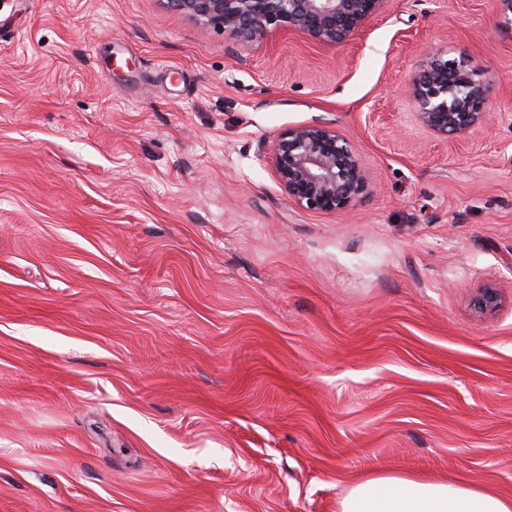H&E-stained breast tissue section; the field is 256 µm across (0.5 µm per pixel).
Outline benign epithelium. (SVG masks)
I'll return each instance as SVG.
<instances>
[{"instance_id":"7a95c632","label":"benign epithelium","mask_w":512,"mask_h":512,"mask_svg":"<svg viewBox=\"0 0 512 512\" xmlns=\"http://www.w3.org/2000/svg\"><path fill=\"white\" fill-rule=\"evenodd\" d=\"M387 0H167L174 10L201 24L224 30L242 42L279 31H300L316 41L345 42ZM489 79L469 57L446 59L436 53L414 75L410 97L418 120L443 137H460L493 121L487 108ZM280 186L297 204L339 214L369 193L361 158L336 131L303 125L283 132L269 149ZM500 296L491 286L474 294V306L493 310Z\"/></svg>"}]
</instances>
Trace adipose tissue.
I'll return each mask as SVG.
<instances>
[{
    "label": "adipose tissue",
    "instance_id": "ef3b65f1",
    "mask_svg": "<svg viewBox=\"0 0 512 512\" xmlns=\"http://www.w3.org/2000/svg\"><path fill=\"white\" fill-rule=\"evenodd\" d=\"M340 512H512V500L475 484L380 475L355 484Z\"/></svg>",
    "mask_w": 512,
    "mask_h": 512
}]
</instances>
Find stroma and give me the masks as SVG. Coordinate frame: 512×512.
Here are the masks:
<instances>
[{
    "instance_id": "stroma-1",
    "label": "stroma",
    "mask_w": 512,
    "mask_h": 512,
    "mask_svg": "<svg viewBox=\"0 0 512 512\" xmlns=\"http://www.w3.org/2000/svg\"><path fill=\"white\" fill-rule=\"evenodd\" d=\"M473 57L492 127L409 84ZM336 130L340 214L269 147ZM501 296L475 309V289ZM385 474L512 499V25L388 0L243 43L164 0H0V512H339ZM488 84L485 69L471 58L445 59L436 53L412 78L410 97L418 120L448 139L493 121L494 112L487 108ZM269 153L280 186L309 210L339 214L369 193L361 158L329 127L288 129L272 143Z\"/></svg>"
}]
</instances>
